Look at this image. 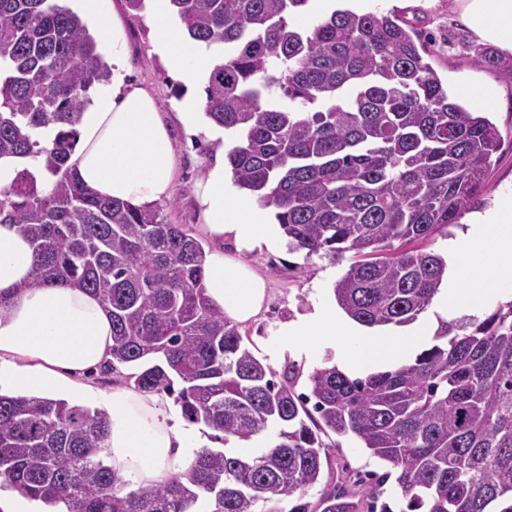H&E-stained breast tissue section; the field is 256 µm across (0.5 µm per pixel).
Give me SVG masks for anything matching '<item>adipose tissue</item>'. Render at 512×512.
<instances>
[{"label": "adipose tissue", "instance_id": "ef3b65f1", "mask_svg": "<svg viewBox=\"0 0 512 512\" xmlns=\"http://www.w3.org/2000/svg\"><path fill=\"white\" fill-rule=\"evenodd\" d=\"M94 36L112 50V72L125 65L123 40L111 24L108 0H74ZM478 41L512 53V0H453ZM155 53L188 84L205 83L214 67L212 50L192 43L169 0H148ZM80 146L69 163L97 194L152 207L172 190L174 147L156 100L121 83L98 87L79 123ZM204 233L215 243L204 262L205 293L213 307L238 324L256 320L266 284L243 262L228 258L223 243L238 251L281 247L284 234L272 208L238 190L223 163L196 186ZM448 256V278L436 296L440 311L477 312L489 292L512 280V197L499 198L473 217ZM0 390L15 397H66L102 403L110 419L106 446L119 477L162 484L191 468L206 436L190 429L162 393L116 387L106 392L83 382L87 372L112 359V318L94 294L39 283L33 250L13 224H0ZM279 346L300 353L324 342L338 353L339 370L367 375L402 364L421 331L405 329L365 337L335 307L317 306L304 320L283 324Z\"/></svg>", "mask_w": 512, "mask_h": 512}]
</instances>
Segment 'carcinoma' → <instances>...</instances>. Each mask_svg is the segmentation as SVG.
I'll return each instance as SVG.
<instances>
[{"mask_svg": "<svg viewBox=\"0 0 512 512\" xmlns=\"http://www.w3.org/2000/svg\"><path fill=\"white\" fill-rule=\"evenodd\" d=\"M170 2L191 41L224 47L206 113L229 136L235 184L274 207L294 250L351 260L333 286L348 317L416 323L448 278L430 246L484 205L501 130L448 92L394 11L338 9L303 29L294 19L308 0ZM473 51L512 82L493 50ZM111 76L71 9L0 0V156L43 169L0 191V224L29 239L38 282L77 285L109 309V369L136 366L135 388L175 396L186 421L225 444L270 438L247 458L203 448L166 484L127 492L101 459L107 413L0 394L3 484L57 512H254L320 481L332 432L391 466L404 512H486L512 495V300L481 321H440L432 345L395 368H317L310 394H296L209 303L197 238L72 172L87 93ZM49 124L55 136L39 139Z\"/></svg>", "mask_w": 512, "mask_h": 512, "instance_id": "1", "label": "carcinoma"}]
</instances>
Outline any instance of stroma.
Segmentation results:
<instances>
[{
    "label": "stroma",
    "mask_w": 512,
    "mask_h": 512,
    "mask_svg": "<svg viewBox=\"0 0 512 512\" xmlns=\"http://www.w3.org/2000/svg\"><path fill=\"white\" fill-rule=\"evenodd\" d=\"M110 8L125 44V83L155 97L164 120L172 127L175 145L172 192L169 198L157 202L156 207L170 223L184 225L194 237L204 239L195 189L204 170L214 160L215 147L204 138L187 135L178 121V104L190 88L174 80L153 52V33L146 12L131 10L126 0H111ZM394 9L423 31L429 48L426 60L450 93L458 96L463 89L475 86L494 89L495 98L487 110L501 129L504 141L491 171L487 198L493 201L512 196V83L474 62L465 48L473 37L450 10L449 0H373L374 12ZM224 253L233 259L242 258L266 282L267 297L261 314L240 328L246 346L260 358L267 347L278 343L276 331L282 323L301 319L316 305L334 303L333 285L348 268L344 261L335 263L326 257H305L289 245L276 251L241 255L228 242ZM325 442L328 461L321 483L307 490V502L317 503L325 484L336 481L345 483L353 492L355 512H380L385 504L391 512H404L406 502L395 479L388 476L387 463L360 448L352 437L332 434L326 436Z\"/></svg>",
    "instance_id": "35a3bbf8"
}]
</instances>
